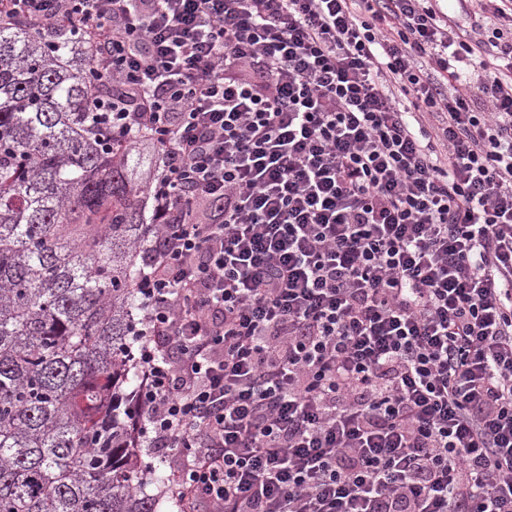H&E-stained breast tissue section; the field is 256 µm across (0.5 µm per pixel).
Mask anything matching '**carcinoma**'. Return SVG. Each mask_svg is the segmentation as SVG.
<instances>
[{
	"label": "carcinoma",
	"mask_w": 512,
	"mask_h": 512,
	"mask_svg": "<svg viewBox=\"0 0 512 512\" xmlns=\"http://www.w3.org/2000/svg\"><path fill=\"white\" fill-rule=\"evenodd\" d=\"M90 50L0 22V512H156L124 395L140 249L138 132L85 120Z\"/></svg>",
	"instance_id": "obj_1"
}]
</instances>
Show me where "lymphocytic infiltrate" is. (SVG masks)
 <instances>
[{
	"label": "lymphocytic infiltrate",
	"mask_w": 512,
	"mask_h": 512,
	"mask_svg": "<svg viewBox=\"0 0 512 512\" xmlns=\"http://www.w3.org/2000/svg\"><path fill=\"white\" fill-rule=\"evenodd\" d=\"M0 0L143 132L135 414L182 512H512V0ZM459 4L458 2H439V6L446 13V8L448 9V17L451 21L450 24L454 26L455 29L459 27L462 30H470L471 23L474 19V12H477V4L476 0H464Z\"/></svg>",
	"instance_id": "obj_1"
}]
</instances>
